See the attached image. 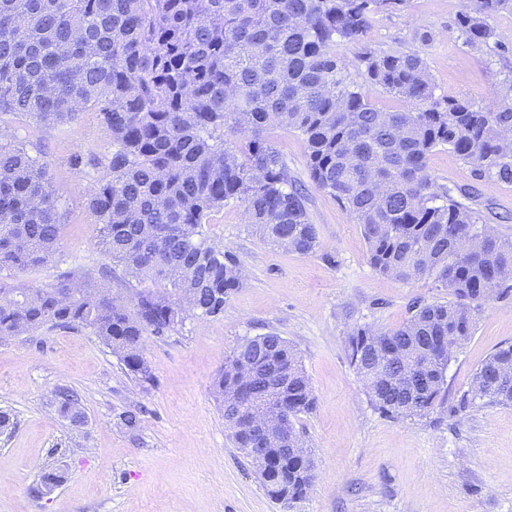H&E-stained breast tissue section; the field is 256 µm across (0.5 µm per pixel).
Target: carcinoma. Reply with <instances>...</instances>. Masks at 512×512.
Returning a JSON list of instances; mask_svg holds the SVG:
<instances>
[{"label":"carcinoma","mask_w":512,"mask_h":512,"mask_svg":"<svg viewBox=\"0 0 512 512\" xmlns=\"http://www.w3.org/2000/svg\"><path fill=\"white\" fill-rule=\"evenodd\" d=\"M406 0H0V117L40 124L90 112L110 140L108 154H75L70 164L97 173L88 190L103 251L113 268L95 278L80 269L53 288L0 283V338L41 329L91 333L117 354L127 374L151 380L141 351L185 320L182 288L195 289L198 316L217 317L243 286L234 256L216 246L207 224L233 203L251 232L302 255L317 247L305 185L273 140L296 132L306 146L312 182L360 226L372 267L397 281L430 279L446 302L418 300L400 325L381 333L359 328L348 340L360 377L375 378L369 396L382 414L410 417L434 408L453 350L471 336L473 313L509 291L500 271L512 267V241L476 223L429 171L444 148L483 180L512 184V153L500 134L512 129V82L491 106L438 96L417 52L367 50V80L409 104L378 107L349 80L341 45L363 41L375 17ZM509 0H470L456 27L463 43L502 50L489 23ZM48 163L0 128V271H27L54 261L61 240ZM120 269L141 289L127 307L100 291ZM453 336L447 353L430 344ZM282 370L288 417L314 408L307 375L275 332L240 341L214 379L219 400L234 392L239 368L253 361ZM512 364L501 346L476 369L458 409L479 402L512 404ZM53 405L84 424L78 395L54 391ZM235 445H250L248 410L222 405ZM301 452L277 486L276 501L302 499L313 462ZM66 472L44 473L40 497Z\"/></svg>","instance_id":"carcinoma-1"}]
</instances>
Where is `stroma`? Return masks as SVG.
<instances>
[{
    "label": "stroma",
    "mask_w": 512,
    "mask_h": 512,
    "mask_svg": "<svg viewBox=\"0 0 512 512\" xmlns=\"http://www.w3.org/2000/svg\"><path fill=\"white\" fill-rule=\"evenodd\" d=\"M465 3L406 0L379 15L361 45L341 50L351 80L370 102L399 108L396 98L366 79L359 57L367 49L416 51L438 95L493 104L512 78V6L491 19L506 36L504 50L493 53L459 38L456 20ZM419 28L433 32L430 44L415 41ZM10 124L46 156L62 240L54 263L18 276L5 270L0 281L45 288L70 268L97 274L110 259L87 207L93 179L72 168L69 158L107 154V136L88 114L51 126L25 118ZM274 139L293 175L309 185L318 247L300 255L261 241L247 232L235 204L215 214L210 235L236 256L244 286L223 316L190 317L166 336L146 337L143 355L153 383L132 380L111 349L84 330L0 340V410L15 423L0 434V474L14 482L0 491V512H512V406L456 408L481 363L512 344V291L482 304L429 415L381 414L350 363L349 334L363 326L396 327L414 300L445 301L448 291L425 279L403 283L376 272L359 225L335 198L309 184L302 138L278 130ZM429 168L452 197L472 186L467 204L479 223L512 239V185L476 180L446 149L432 154ZM270 331L292 346L316 400L296 422L311 448L314 480L307 496L290 504L266 494L251 460L236 447L213 389L237 343ZM60 386L81 395L83 426H73L53 406ZM140 404L148 412L132 433L120 416ZM57 467L66 469V481L31 497L29 487Z\"/></svg>",
    "instance_id": "stroma-1"
}]
</instances>
